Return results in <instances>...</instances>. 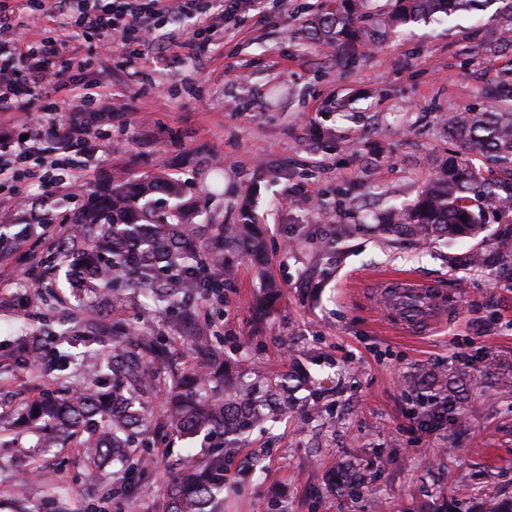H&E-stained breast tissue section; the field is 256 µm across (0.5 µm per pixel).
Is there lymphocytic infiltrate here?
Segmentation results:
<instances>
[{"instance_id":"lymphocytic-infiltrate-1","label":"lymphocytic infiltrate","mask_w":512,"mask_h":512,"mask_svg":"<svg viewBox=\"0 0 512 512\" xmlns=\"http://www.w3.org/2000/svg\"><path fill=\"white\" fill-rule=\"evenodd\" d=\"M24 7L46 19H58L60 28L36 38H20L8 0H0V121L11 122L19 112L29 129L27 138L0 144V183L13 180L18 163L27 156L42 152L46 158L37 177L56 190L79 180L90 166L84 149L88 107L105 86L103 72H95L80 93L67 99L63 119L45 121L35 116L38 83L65 50L68 37L94 34L104 46L141 54L153 46L156 31L175 17L193 18L197 36L210 33L216 25L215 18L198 9L196 0H65L61 10L54 0H25Z\"/></svg>"}]
</instances>
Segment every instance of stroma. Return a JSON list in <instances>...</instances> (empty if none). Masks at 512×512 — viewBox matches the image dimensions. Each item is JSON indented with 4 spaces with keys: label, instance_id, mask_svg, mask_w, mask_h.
Segmentation results:
<instances>
[{
    "label": "stroma",
    "instance_id": "stroma-1",
    "mask_svg": "<svg viewBox=\"0 0 512 512\" xmlns=\"http://www.w3.org/2000/svg\"><path fill=\"white\" fill-rule=\"evenodd\" d=\"M321 0H263L235 13L211 38L182 23L177 43L138 58L98 54V39L69 43L67 59L108 67L101 99L111 115L90 117L87 176L47 194L29 172L0 184V206L30 237L0 254V356L48 316L89 317L66 266L48 262V245L72 224L96 186L115 173H165L182 180L194 224H235L255 209L267 273L280 295L262 327L255 268L229 257L221 298L197 310L196 324L225 353L240 349V374L301 373L308 388L291 409L251 428L245 443L221 436L191 441L147 434L136 441L146 479L120 472L93 480L79 448L65 443L40 456L43 478L25 481L21 462L36 443L24 428H0V512H161L163 494L186 452L207 460L224 450L218 512H479L486 497L512 500V215L487 211L485 263L468 256L474 240L424 243L379 233L378 217L416 198L449 157L486 172L448 134L451 112H491L494 89L512 81V24L488 29L490 12L406 28L389 21L391 0H365L361 41L329 46L309 20ZM410 272L457 305L427 334H393L380 310L382 276ZM465 367L462 410L429 431L411 378ZM82 367L46 375L0 367V415L48 390L73 393ZM353 461L367 487L337 495L330 464Z\"/></svg>",
    "mask_w": 512,
    "mask_h": 512
}]
</instances>
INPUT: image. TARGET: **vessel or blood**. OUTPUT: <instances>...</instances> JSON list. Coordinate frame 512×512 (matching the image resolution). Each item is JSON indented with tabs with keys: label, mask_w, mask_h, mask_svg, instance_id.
<instances>
[{
	"label": "vessel or blood",
	"mask_w": 512,
	"mask_h": 512,
	"mask_svg": "<svg viewBox=\"0 0 512 512\" xmlns=\"http://www.w3.org/2000/svg\"><path fill=\"white\" fill-rule=\"evenodd\" d=\"M399 288L391 298V326L404 334L426 332L437 315L446 314L455 304L454 297L444 295L414 276H397Z\"/></svg>",
	"instance_id": "obj_1"
}]
</instances>
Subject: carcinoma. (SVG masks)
<instances>
[{"label": "carcinoma", "instance_id": "cac0c4a2", "mask_svg": "<svg viewBox=\"0 0 512 512\" xmlns=\"http://www.w3.org/2000/svg\"><path fill=\"white\" fill-rule=\"evenodd\" d=\"M360 2L329 0L310 21L314 36L329 45L357 40ZM443 2L395 0L389 19L396 26L426 23L443 10ZM499 101L496 112H454L446 123L466 151L500 165L503 176H484L463 166L448 169L405 208L388 212L379 231L423 242L467 237L480 246L485 243L482 205L494 203L512 212L504 207L512 201V84L502 83ZM159 194L168 197V205L158 204ZM190 210L181 183L173 178H120L100 185L55 243L57 253L71 258L84 293L112 303L114 311L130 292L145 293L170 316L168 336L140 330L111 335L99 318L86 324L50 320L24 340V363L48 373L67 370L77 359L71 348L84 345L82 358L93 363L96 380L74 396L44 393L20 408L17 418L43 434L41 448L76 439L95 477L113 465L145 477L129 452L144 433L180 438L218 433L237 442L265 418L260 406L288 405V395L305 382L293 375L269 377L260 398L255 385L224 368V352L196 330L192 305L220 295L232 274L224 252L249 253L258 266L264 254L255 233L256 218L249 213L239 224H213L205 234L187 222ZM47 339L58 346L45 349ZM179 346L192 352V363L177 365L174 350ZM467 377L457 368L424 375L413 385L445 386L451 393L452 385ZM161 382L167 408L157 414L150 395ZM222 490L224 456L217 454L203 465L189 459L166 490L164 512H215Z\"/></svg>", "mask_w": 512, "mask_h": 512}]
</instances>
